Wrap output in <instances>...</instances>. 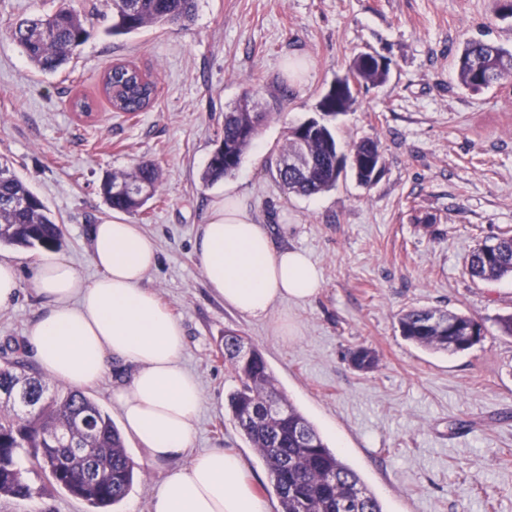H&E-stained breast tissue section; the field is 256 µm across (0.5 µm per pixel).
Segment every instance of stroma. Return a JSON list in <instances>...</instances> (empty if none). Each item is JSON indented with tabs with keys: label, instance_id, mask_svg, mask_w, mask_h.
<instances>
[{
	"label": "stroma",
	"instance_id": "obj_1",
	"mask_svg": "<svg viewBox=\"0 0 512 512\" xmlns=\"http://www.w3.org/2000/svg\"><path fill=\"white\" fill-rule=\"evenodd\" d=\"M110 0H71L94 28L68 64L51 73L30 64L12 40L18 20L54 12L59 0H0V162H8L63 229L57 254L85 280L98 269L94 225L117 217L99 186L111 173L151 160L161 168L145 215L122 214L150 237L158 263L145 280L180 320L185 367L206 400L192 453L233 449L278 512L268 471L224 413L237 385L224 362L232 330L266 359L278 389L311 421L381 501L384 512H512V337L496 319L512 313V277L471 280L465 260L479 243L512 230V86L480 92L456 73L465 43L512 50V18L495 0H198L185 27L147 26L113 39L103 29ZM375 53L389 62L379 86L361 87L331 126L341 151L380 142L377 181L345 172L310 197L284 191L275 164L289 126L317 117V104L350 60ZM117 63L157 83L151 108L113 111L102 77ZM81 95L91 117L74 112ZM272 118L235 174L200 179L220 140L224 114L242 98ZM232 191L282 243L319 268L313 298L276 302L267 318L225 307L209 287L194 244L210 202ZM410 307L483 319V341L458 353L415 346L398 318ZM41 301L28 288L0 308V358L38 363L26 331ZM288 320L292 339L278 335ZM365 345L377 368L356 371L349 348ZM137 478L114 512H151L170 464L141 459L127 442ZM27 500L0 497V512H91L45 478Z\"/></svg>",
	"mask_w": 512,
	"mask_h": 512
}]
</instances>
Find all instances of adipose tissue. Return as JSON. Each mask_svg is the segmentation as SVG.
Returning <instances> with one entry per match:
<instances>
[{"label": "adipose tissue", "instance_id": "obj_1", "mask_svg": "<svg viewBox=\"0 0 512 512\" xmlns=\"http://www.w3.org/2000/svg\"><path fill=\"white\" fill-rule=\"evenodd\" d=\"M195 251L214 293L250 318L267 317L282 299L307 301L321 286L309 255L278 243L230 193L212 203ZM89 252L99 271L90 282L56 255L38 258L26 281L13 261L0 259V307L24 286L42 302L26 335L42 372L84 388L111 361L131 366L111 394L126 431L149 461L187 458L157 491L153 512H268L236 452L190 451L204 395L182 364L181 323L145 284L158 262L153 242L138 225L115 220L94 227Z\"/></svg>", "mask_w": 512, "mask_h": 512}]
</instances>
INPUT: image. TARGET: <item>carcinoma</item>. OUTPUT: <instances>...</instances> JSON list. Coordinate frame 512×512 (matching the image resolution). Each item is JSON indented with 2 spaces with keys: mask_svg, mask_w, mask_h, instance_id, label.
<instances>
[{
  "mask_svg": "<svg viewBox=\"0 0 512 512\" xmlns=\"http://www.w3.org/2000/svg\"><path fill=\"white\" fill-rule=\"evenodd\" d=\"M111 24L106 33L125 36L148 25L186 26L194 20L197 0H111ZM90 35L87 17L61 0L45 17L24 19L12 29V39L29 62L41 71H55ZM460 83L474 92L512 78V52L481 41L467 42L457 60ZM353 81L378 86L389 74L388 63L357 56L350 64ZM112 108L144 112L157 95V84L138 68L115 64L103 78ZM354 97L331 87L318 103L328 117L346 112ZM268 112L251 111L245 100L224 113L222 139L216 144L201 180L208 185L229 177L239 168L258 136ZM294 155L303 167H276V180L290 193L313 196L336 186L346 169L363 185L373 183L383 163L378 141L367 138L349 152L337 146L331 129L314 118L288 128L279 156ZM160 171L152 161L129 173L106 176L100 192L113 210L138 214L155 197ZM126 191L112 193V184ZM63 230L43 201L27 185L0 166V246L21 249H57ZM474 248L467 260L468 275L489 282L512 276V234ZM402 336L434 352L457 353L471 349L485 335L484 324L473 316L437 309L411 307L399 317ZM242 337L224 334V362L239 381L227 396V408L240 434L255 448L271 478L280 512H384L377 496L335 450L329 448L314 425L275 386L262 353L249 349L240 355ZM349 362L360 372L374 370L375 350L360 345L349 351ZM0 496L26 500L37 490L20 466L25 458L36 472L95 512H109L133 487L135 467L124 439L110 415L84 391L51 385L26 373L22 361L0 363Z\"/></svg>",
  "mask_w": 512,
  "mask_h": 512,
  "instance_id": "carcinoma-1",
  "label": "carcinoma"
}]
</instances>
